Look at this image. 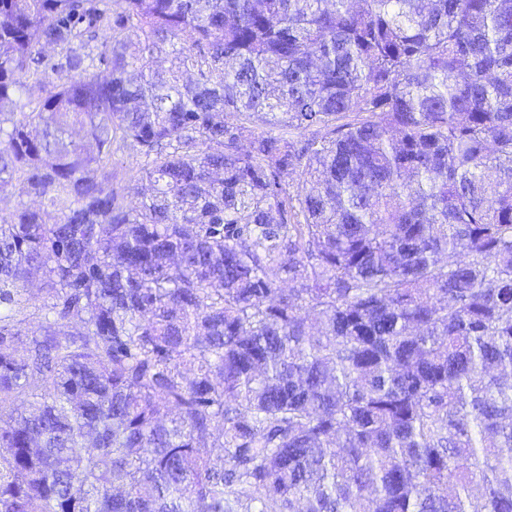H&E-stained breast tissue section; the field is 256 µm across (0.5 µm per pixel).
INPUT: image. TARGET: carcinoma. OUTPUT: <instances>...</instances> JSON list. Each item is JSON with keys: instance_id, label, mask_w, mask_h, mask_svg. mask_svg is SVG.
Here are the masks:
<instances>
[{"instance_id": "carcinoma-1", "label": "carcinoma", "mask_w": 512, "mask_h": 512, "mask_svg": "<svg viewBox=\"0 0 512 512\" xmlns=\"http://www.w3.org/2000/svg\"><path fill=\"white\" fill-rule=\"evenodd\" d=\"M115 4L0 0V512H512V0Z\"/></svg>"}]
</instances>
